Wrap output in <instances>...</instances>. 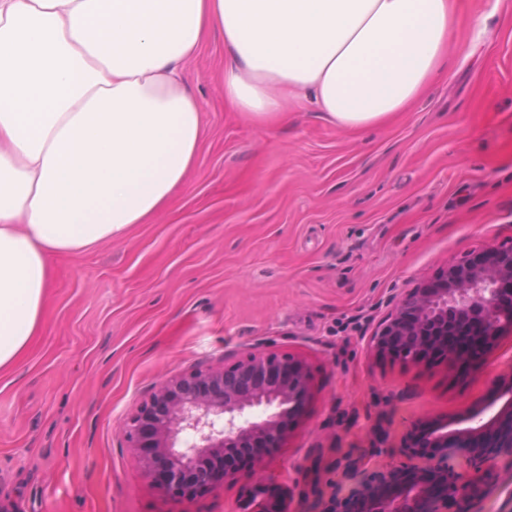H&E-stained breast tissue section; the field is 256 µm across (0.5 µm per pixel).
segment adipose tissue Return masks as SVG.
I'll list each match as a JSON object with an SVG mask.
<instances>
[{
    "instance_id": "1",
    "label": "adipose tissue",
    "mask_w": 512,
    "mask_h": 512,
    "mask_svg": "<svg viewBox=\"0 0 512 512\" xmlns=\"http://www.w3.org/2000/svg\"><path fill=\"white\" fill-rule=\"evenodd\" d=\"M452 0H0V376L41 330L53 260L154 223L196 168L184 70L224 37V107L384 123L439 78Z\"/></svg>"
}]
</instances>
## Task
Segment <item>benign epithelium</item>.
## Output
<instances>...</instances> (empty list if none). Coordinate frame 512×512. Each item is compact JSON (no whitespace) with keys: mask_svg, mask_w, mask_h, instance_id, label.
<instances>
[{"mask_svg":"<svg viewBox=\"0 0 512 512\" xmlns=\"http://www.w3.org/2000/svg\"><path fill=\"white\" fill-rule=\"evenodd\" d=\"M501 340L512 334V247L481 248L402 294L378 326L370 351L381 364L394 351L430 344L454 366L465 356L455 337L468 326ZM311 365L288 353L254 349L220 366H191L154 387L124 421L135 465L170 497L198 501L252 475L275 457L314 397ZM267 411L253 416L258 408ZM467 454L479 477L448 467V452ZM403 462L349 474L351 512H460L483 492L495 461L512 455V373L495 377L462 415H436L404 436ZM246 512H287L279 486H248ZM326 483L315 512H338Z\"/></svg>","mask_w":512,"mask_h":512,"instance_id":"obj_1","label":"benign epithelium"}]
</instances>
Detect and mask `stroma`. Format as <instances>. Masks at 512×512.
<instances>
[{"label": "stroma", "mask_w": 512, "mask_h": 512, "mask_svg": "<svg viewBox=\"0 0 512 512\" xmlns=\"http://www.w3.org/2000/svg\"><path fill=\"white\" fill-rule=\"evenodd\" d=\"M449 43L428 95L351 132L303 103L274 127L225 110L211 34L184 73L207 121L184 194L155 223L55 258L43 329L0 382V512H240L237 483L171 501L121 429L165 379L269 337L317 374L307 416L261 471L291 512L394 459L412 423L465 412L512 366V337L459 384L368 347L403 292L512 246V0H457ZM496 471L472 512H512V459Z\"/></svg>", "instance_id": "35a3bbf8"}]
</instances>
